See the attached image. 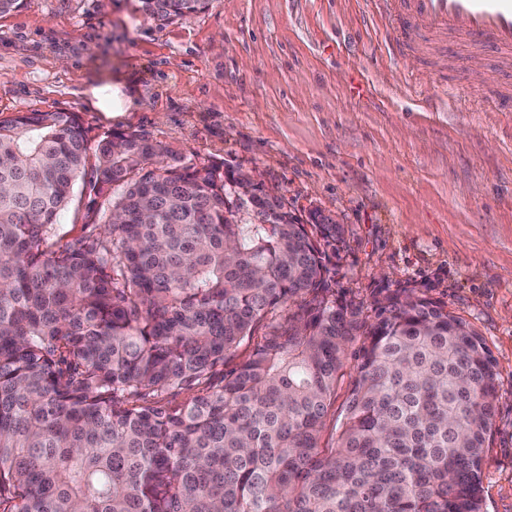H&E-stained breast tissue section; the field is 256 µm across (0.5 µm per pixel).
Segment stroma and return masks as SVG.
Segmentation results:
<instances>
[{"label": "stroma", "instance_id": "obj_1", "mask_svg": "<svg viewBox=\"0 0 512 512\" xmlns=\"http://www.w3.org/2000/svg\"><path fill=\"white\" fill-rule=\"evenodd\" d=\"M370 0H208L161 24L141 0H24L0 17V119L75 112L89 147L136 132L196 166L252 171L297 215L345 229L336 285L427 288L471 323L502 383L483 464L485 512H512V112L484 103L487 64L384 46ZM123 77L135 107L109 119L88 89ZM91 174L59 218L103 230Z\"/></svg>", "mask_w": 512, "mask_h": 512}]
</instances>
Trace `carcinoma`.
I'll use <instances>...</instances> for the list:
<instances>
[{"label": "carcinoma", "instance_id": "cac0c4a2", "mask_svg": "<svg viewBox=\"0 0 512 512\" xmlns=\"http://www.w3.org/2000/svg\"><path fill=\"white\" fill-rule=\"evenodd\" d=\"M88 155L74 112L0 120V512H483L500 383L465 319L416 288L367 314L342 225L135 132L95 151L105 236L68 239ZM272 322V319H267L261 326L258 327L256 333L250 340H246L236 351L235 355L230 357L224 364V372L230 371L235 368L242 360L246 359L252 352L254 346L262 339L263 334L268 330L266 326Z\"/></svg>", "mask_w": 512, "mask_h": 512}]
</instances>
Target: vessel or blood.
I'll list each match as a JSON object with an SVG mask.
<instances>
[{
    "label": "vessel or blood",
    "instance_id": "b4317fda",
    "mask_svg": "<svg viewBox=\"0 0 512 512\" xmlns=\"http://www.w3.org/2000/svg\"><path fill=\"white\" fill-rule=\"evenodd\" d=\"M380 13L398 31L395 53L424 56L443 52L447 40L461 43L471 63L485 49L497 52L498 70L512 69V0H374ZM486 96L495 106L512 112V85L493 80Z\"/></svg>",
    "mask_w": 512,
    "mask_h": 512
}]
</instances>
